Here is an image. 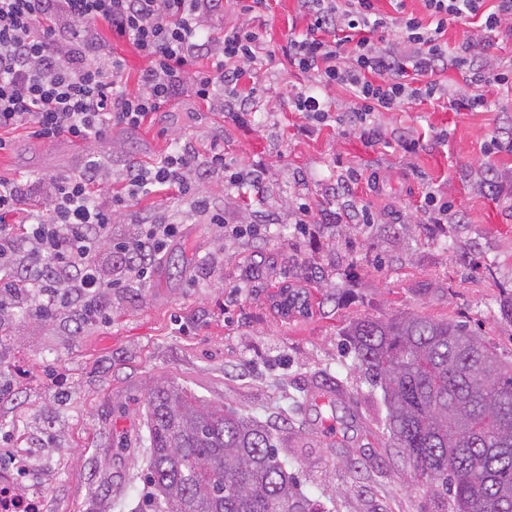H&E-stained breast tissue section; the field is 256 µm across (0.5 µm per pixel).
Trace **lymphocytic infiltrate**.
<instances>
[{
  "mask_svg": "<svg viewBox=\"0 0 512 512\" xmlns=\"http://www.w3.org/2000/svg\"><path fill=\"white\" fill-rule=\"evenodd\" d=\"M221 0H0V130H25L45 141L65 137L82 143L107 140L113 126L140 129L184 90L224 112L236 127L253 124L248 103L226 110L227 96L239 94L242 77L258 61L268 30L242 23L222 39L199 38L207 16ZM380 11L377 0H298L307 24L288 38L286 57L309 83L292 96L295 111L310 127L343 122L368 144L382 142L379 113L402 109L413 100H439L441 79L453 68L472 88L458 107L487 106L483 90L512 84V60L489 54L493 33L512 32V0H422L424 15ZM128 38L146 61L140 91L124 89V61L98 52L99 23ZM467 25L466 37L449 47V24ZM207 58L211 68H197ZM339 88L353 100L348 110L328 94ZM225 175L230 184L251 181L244 166L225 163L215 145L205 169L187 146H176L159 161L128 168L123 194L97 198L111 164L88 156L81 174L26 182L0 178V326L17 312L57 318L77 307L87 322L106 320L103 300L119 276L145 280L176 224L146 222L127 237L114 233L120 209L141 194L171 189L191 195L201 212L209 205L199 191L201 173ZM42 195L44 210L27 209Z\"/></svg>",
  "mask_w": 512,
  "mask_h": 512,
  "instance_id": "obj_1",
  "label": "lymphocytic infiltrate"
}]
</instances>
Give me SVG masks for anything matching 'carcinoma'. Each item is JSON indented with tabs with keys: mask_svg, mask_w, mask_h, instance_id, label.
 Here are the masks:
<instances>
[{
	"mask_svg": "<svg viewBox=\"0 0 512 512\" xmlns=\"http://www.w3.org/2000/svg\"><path fill=\"white\" fill-rule=\"evenodd\" d=\"M287 316L307 306L283 288ZM347 350L382 391L383 430L413 482L450 512H512V362L463 323L415 313L358 318ZM149 512H322L279 458L274 434L190 390L148 393Z\"/></svg>",
	"mask_w": 512,
	"mask_h": 512,
	"instance_id": "1",
	"label": "carcinoma"
}]
</instances>
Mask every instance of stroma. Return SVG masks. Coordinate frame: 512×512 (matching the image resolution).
<instances>
[{"label":"stroma","mask_w":512,"mask_h":512,"mask_svg":"<svg viewBox=\"0 0 512 512\" xmlns=\"http://www.w3.org/2000/svg\"><path fill=\"white\" fill-rule=\"evenodd\" d=\"M264 19L267 53L240 84L256 93L253 129L225 122L188 90L138 131L113 128L98 148L20 130L0 153L6 179L80 174L93 150L122 172L182 137L199 161L216 142L227 162L256 170L244 192L219 175L201 182L220 226L163 193L120 210L116 234L154 216L181 235L145 283L113 289L109 322L20 314L0 335V381L16 382L0 398V440L38 449L30 479L43 512H145L146 454L120 443L145 433L146 398L160 383L272 427L289 471L323 512H429L425 489L387 444L381 393L348 352L344 326L415 312L466 323L512 361L503 313L512 300V85L490 90L488 106L472 112L453 106L468 87L448 70L449 100L380 114L379 145L346 125L308 131L289 103L304 78L284 56L289 32L305 21L296 0H269ZM99 33L137 93L145 59L109 28ZM399 134L417 148H398ZM493 139V153H483ZM430 193L447 205L446 223L425 205ZM303 204L315 221L302 230ZM287 286L307 291V313H278ZM18 366L27 371L20 381ZM346 406L354 418H332Z\"/></svg>","instance_id":"obj_1"}]
</instances>
